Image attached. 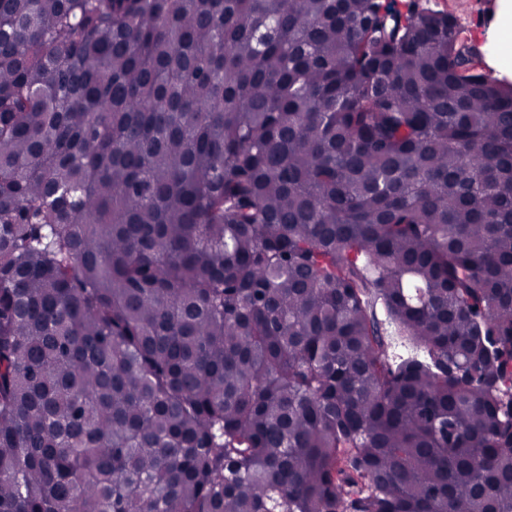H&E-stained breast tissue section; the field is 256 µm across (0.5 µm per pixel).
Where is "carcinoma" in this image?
<instances>
[{"label": "carcinoma", "mask_w": 512, "mask_h": 512, "mask_svg": "<svg viewBox=\"0 0 512 512\" xmlns=\"http://www.w3.org/2000/svg\"><path fill=\"white\" fill-rule=\"evenodd\" d=\"M473 61L404 0H0V512H512Z\"/></svg>", "instance_id": "carcinoma-1"}]
</instances>
